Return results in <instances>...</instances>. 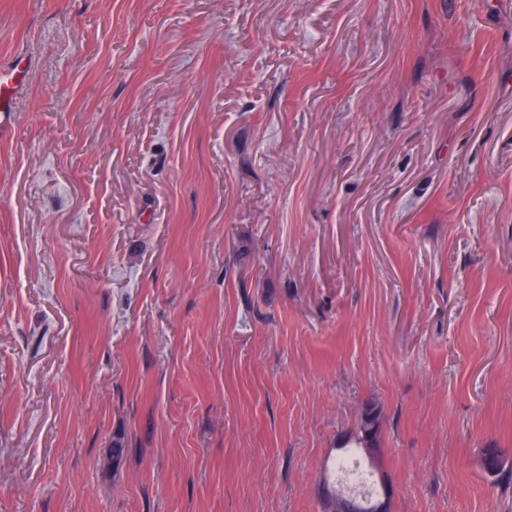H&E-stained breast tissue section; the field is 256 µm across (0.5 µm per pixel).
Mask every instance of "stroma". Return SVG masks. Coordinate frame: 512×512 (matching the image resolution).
<instances>
[{
  "instance_id": "1",
  "label": "stroma",
  "mask_w": 512,
  "mask_h": 512,
  "mask_svg": "<svg viewBox=\"0 0 512 512\" xmlns=\"http://www.w3.org/2000/svg\"><path fill=\"white\" fill-rule=\"evenodd\" d=\"M494 2L0 0V512H512ZM25 59L23 56H19L15 59L14 63L18 60ZM14 63L8 69H4L5 72H10V75L0 76V112L2 115L4 112H12L11 102L15 98L17 87L23 82L27 72L19 70L18 66L14 67ZM379 433L380 429L378 423L369 414L364 412L356 439L372 459L377 457L380 449ZM336 486V487H335ZM332 484L323 485L321 497L324 501V511L326 512H390L389 498L384 491V499H372L364 501L363 499L349 494L339 486Z\"/></svg>"
}]
</instances>
